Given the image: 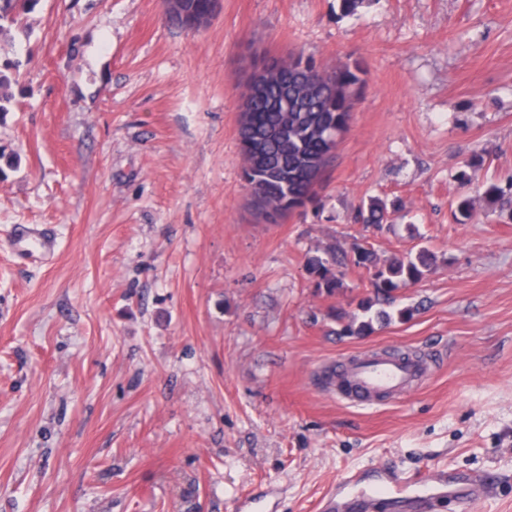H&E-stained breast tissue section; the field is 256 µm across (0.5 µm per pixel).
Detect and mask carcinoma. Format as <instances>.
Listing matches in <instances>:
<instances>
[{"label": "carcinoma", "mask_w": 512, "mask_h": 512, "mask_svg": "<svg viewBox=\"0 0 512 512\" xmlns=\"http://www.w3.org/2000/svg\"><path fill=\"white\" fill-rule=\"evenodd\" d=\"M38 0H0V36L21 22ZM280 80L261 94L246 96L249 119L238 126L237 136L243 161V176L255 206L268 205L284 219L315 197V187L336 146L337 139L349 127L359 90L365 83L366 70L354 59L327 69L311 56L290 53L279 58ZM15 64L0 68V112L12 101L9 89L15 80ZM313 81L317 89L303 101V111L281 112L287 90L302 81ZM288 119V144L269 138V133L283 119ZM365 224H382L388 219L385 203L372 199L360 212ZM350 263L355 267L376 268L372 285L376 294L389 298L399 288L418 282L427 267V253L395 257L377 265L373 250L355 246ZM336 256H311L305 270L314 280V288L332 296L340 286L336 274Z\"/></svg>", "instance_id": "carcinoma-1"}]
</instances>
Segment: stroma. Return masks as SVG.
<instances>
[{
	"label": "stroma",
	"mask_w": 512,
	"mask_h": 512,
	"mask_svg": "<svg viewBox=\"0 0 512 512\" xmlns=\"http://www.w3.org/2000/svg\"><path fill=\"white\" fill-rule=\"evenodd\" d=\"M366 70L312 203L263 222L242 178L243 53ZM0 512H316L348 468L436 463L493 475L476 512H512V0H223L190 32L159 0H39L0 41ZM480 160L473 219L456 175ZM502 190L488 202L482 187ZM383 199L389 223L358 224ZM19 224L53 227L18 261ZM429 251L362 320L370 271L334 296L308 256ZM416 348L437 372L369 408L326 363Z\"/></svg>",
	"instance_id": "stroma-1"
}]
</instances>
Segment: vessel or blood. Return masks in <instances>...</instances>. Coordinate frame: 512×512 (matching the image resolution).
Here are the masks:
<instances>
[{"label":"vessel or blood","mask_w":512,"mask_h":512,"mask_svg":"<svg viewBox=\"0 0 512 512\" xmlns=\"http://www.w3.org/2000/svg\"><path fill=\"white\" fill-rule=\"evenodd\" d=\"M20 259L51 254L57 239L48 229L34 224L19 226L12 240ZM340 383L336 393L353 407H372L386 398H399L424 382L431 363L415 351L372 348L338 359L332 367ZM486 475L451 472L432 465L420 472L394 477L374 470L369 482L350 472L337 481L320 503L321 512H341L344 504H356L360 512H378L382 501L401 504L407 512H475L489 496Z\"/></svg>","instance_id":"obj_1"}]
</instances>
